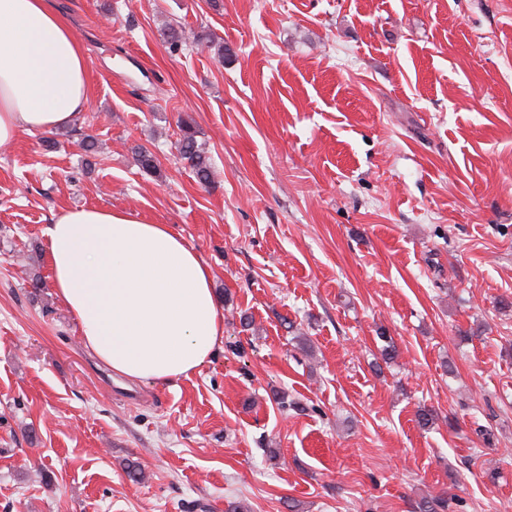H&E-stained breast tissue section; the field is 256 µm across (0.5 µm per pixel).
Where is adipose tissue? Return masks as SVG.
I'll return each mask as SVG.
<instances>
[{
	"label": "adipose tissue",
	"instance_id": "1",
	"mask_svg": "<svg viewBox=\"0 0 512 512\" xmlns=\"http://www.w3.org/2000/svg\"><path fill=\"white\" fill-rule=\"evenodd\" d=\"M89 103L84 47L58 0H0V146L76 125ZM46 235L51 285L113 374L165 385L212 358L224 335L214 274L170 225L74 207Z\"/></svg>",
	"mask_w": 512,
	"mask_h": 512
}]
</instances>
